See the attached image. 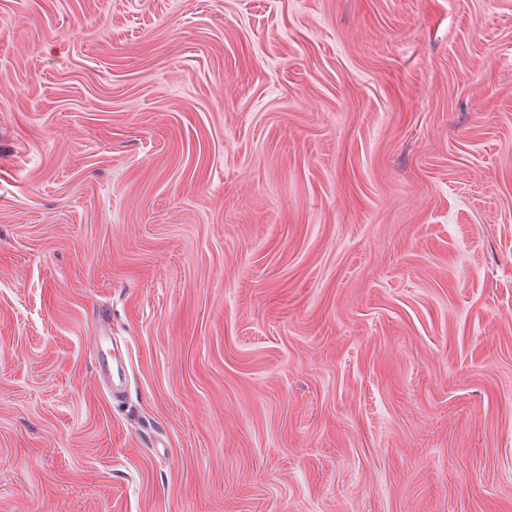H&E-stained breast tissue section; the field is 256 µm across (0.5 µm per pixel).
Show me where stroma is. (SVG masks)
Instances as JSON below:
<instances>
[{"label":"stroma","mask_w":512,"mask_h":512,"mask_svg":"<svg viewBox=\"0 0 512 512\" xmlns=\"http://www.w3.org/2000/svg\"><path fill=\"white\" fill-rule=\"evenodd\" d=\"M0 512H512V0H0Z\"/></svg>","instance_id":"1"}]
</instances>
